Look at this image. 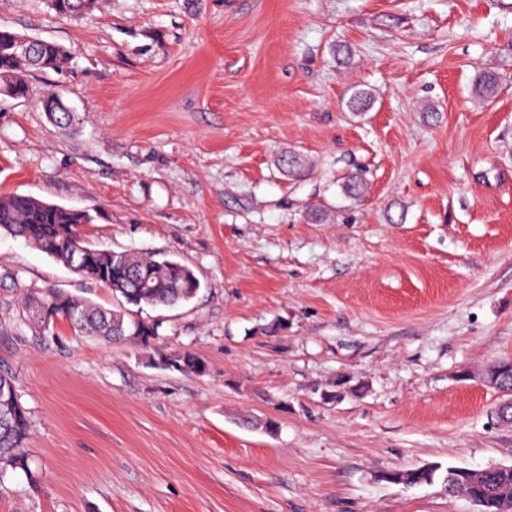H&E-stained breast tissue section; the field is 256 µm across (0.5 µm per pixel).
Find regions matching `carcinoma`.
Wrapping results in <instances>:
<instances>
[{
	"instance_id": "cac0c4a2",
	"label": "carcinoma",
	"mask_w": 512,
	"mask_h": 512,
	"mask_svg": "<svg viewBox=\"0 0 512 512\" xmlns=\"http://www.w3.org/2000/svg\"><path fill=\"white\" fill-rule=\"evenodd\" d=\"M99 2L48 0V5L60 16H72L92 12ZM16 37V32L0 29V85L10 90V96L22 98L27 95V76L31 71L58 70L69 62L70 52L65 46L49 41L28 55L16 54L8 49ZM497 86L498 77L490 70L478 72L473 80L474 95L480 100H490ZM55 96L54 92L46 94L43 108L60 124L72 122L73 113L53 102ZM372 105L373 96L365 89L354 90L347 102L353 112H367ZM367 189V182L358 174L349 176L342 186L344 195L354 201L363 198ZM92 221L93 216L85 210L29 195L0 197V233L23 238L64 266L71 258H77L76 274L102 284L123 303L137 308H170L195 297L201 284L188 265L168 255L157 258L132 251L101 249L80 235V227ZM23 305L30 323L46 327L64 320L74 330L107 342L130 340L148 348L159 336V324L138 319L130 309H104L53 288L26 294ZM160 362L180 372L202 370L201 362L190 353L162 357ZM29 429L25 409L19 401H13L0 422V471L28 470L25 442ZM470 473L467 468H448V494L480 501V512H500L501 499L512 498V469L492 470L481 483L472 481Z\"/></svg>"
}]
</instances>
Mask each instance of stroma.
Returning <instances> with one entry per match:
<instances>
[{"mask_svg": "<svg viewBox=\"0 0 512 512\" xmlns=\"http://www.w3.org/2000/svg\"><path fill=\"white\" fill-rule=\"evenodd\" d=\"M0 28L71 52L0 95V194L88 210L99 247L174 254L201 283L143 309L161 323L147 349L28 326L23 293L113 296L0 235V373L31 423L0 512H479L444 478L512 465L484 379L512 358V0H103L72 17L0 0ZM357 88L369 111L347 109ZM288 151L309 173L284 174ZM355 172L360 201L340 188ZM316 203L331 217L309 220ZM185 352L203 373L158 362ZM424 465L433 483L383 479ZM498 86L497 75L490 70L478 71L473 80V90L476 98L489 101Z\"/></svg>", "mask_w": 512, "mask_h": 512, "instance_id": "1", "label": "stroma"}]
</instances>
